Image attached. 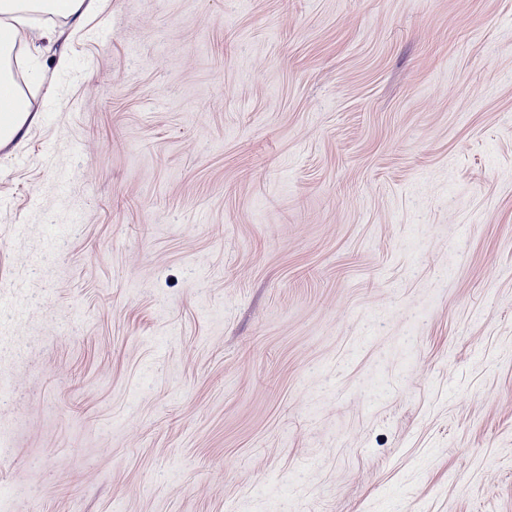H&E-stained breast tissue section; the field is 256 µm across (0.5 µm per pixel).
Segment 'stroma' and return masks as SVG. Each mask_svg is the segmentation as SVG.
Masks as SVG:
<instances>
[{
    "label": "stroma",
    "mask_w": 512,
    "mask_h": 512,
    "mask_svg": "<svg viewBox=\"0 0 512 512\" xmlns=\"http://www.w3.org/2000/svg\"><path fill=\"white\" fill-rule=\"evenodd\" d=\"M106 2L21 41L0 512H512V0Z\"/></svg>",
    "instance_id": "1"
}]
</instances>
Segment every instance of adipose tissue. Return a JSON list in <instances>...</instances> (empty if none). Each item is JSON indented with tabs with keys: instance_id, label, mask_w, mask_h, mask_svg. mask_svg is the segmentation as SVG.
<instances>
[{
	"instance_id": "obj_1",
	"label": "adipose tissue",
	"mask_w": 512,
	"mask_h": 512,
	"mask_svg": "<svg viewBox=\"0 0 512 512\" xmlns=\"http://www.w3.org/2000/svg\"><path fill=\"white\" fill-rule=\"evenodd\" d=\"M99 7L98 0H0V147L24 144L25 122L32 112L13 72L19 24L33 15H47L64 19L76 34Z\"/></svg>"
}]
</instances>
